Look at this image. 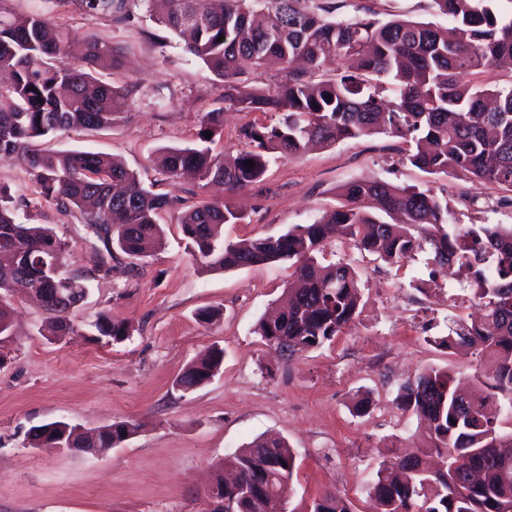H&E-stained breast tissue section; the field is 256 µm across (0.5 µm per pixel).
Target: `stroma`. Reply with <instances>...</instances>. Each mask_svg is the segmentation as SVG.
I'll return each mask as SVG.
<instances>
[{
  "label": "stroma",
  "mask_w": 512,
  "mask_h": 512,
  "mask_svg": "<svg viewBox=\"0 0 512 512\" xmlns=\"http://www.w3.org/2000/svg\"><path fill=\"white\" fill-rule=\"evenodd\" d=\"M0 5L16 15L43 14L81 39L99 37L123 57L121 68L98 77L125 89L126 113L109 128L35 139L32 149L112 155L155 191L244 209L247 220L225 225L226 239L277 236L313 223L338 205L339 186L366 178L447 189L451 232L512 225L502 189L426 174L403 161L402 140L384 134L271 161L262 181L233 193L192 179L167 181L155 165L158 153L196 142L203 113L222 108L223 79L186 54L181 42L159 41L146 0H131L119 22L86 12L76 0ZM367 10L382 19H439L433 0H347L340 13ZM277 118L225 110L213 153H236L243 146L241 126ZM0 185L26 199L21 221L52 227L68 245L67 268L89 276L88 296L71 315L74 333L56 341L40 335L39 307L21 293L12 299L11 352L0 366V512H207L217 464L267 434L283 437L295 454L287 512H311L329 493L345 498L352 512H372L366 484L380 462L392 450L428 442L416 417L396 407L400 386L431 367L477 378L474 355L434 343L452 322L467 319L471 291L448 270L433 273L429 252L390 266L361 256L349 240L330 241L318 258L326 265L355 262L360 315L331 342L288 360L255 329L279 304L291 280L289 263L201 271L186 250L175 207L160 215L166 232L160 251L134 267L115 253L114 270L105 274L98 270L102 243L77 215L60 213L38 194L21 160L0 158ZM417 278L433 279L435 292L417 291ZM205 308L218 309V316L199 320ZM102 314L128 324L129 338L97 339L94 323ZM214 345L224 350L218 373L193 391L178 390L177 376ZM366 396L372 406L357 415L354 405ZM56 421L85 431L128 421L137 432L98 457L31 447V429Z\"/></svg>",
  "instance_id": "1"
}]
</instances>
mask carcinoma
Here are the masks:
<instances>
[{"mask_svg":"<svg viewBox=\"0 0 512 512\" xmlns=\"http://www.w3.org/2000/svg\"><path fill=\"white\" fill-rule=\"evenodd\" d=\"M88 12L120 16L128 0H75ZM496 0H433L448 23L402 18L381 20L372 12L341 17L344 0H165L156 23L184 38L187 53L224 79L227 109L277 112L274 125L249 123L238 131L245 147L221 159L205 132L222 130L223 113L202 116L199 142L163 149L157 165L175 181L189 173L201 185L227 191L261 180L271 158L300 154L311 143L334 145L375 133L405 140L404 159L421 171L465 178L512 191V80L485 86L473 76L503 62L512 64V13ZM223 41H218V36ZM73 33L47 18L0 11V69L11 82L0 85V154L27 166L39 194L81 223L104 245L141 261L164 244L159 213L174 204L166 193L145 187L122 160L77 149L33 152L35 138L72 129L112 126L125 112L123 90L95 77L116 68L112 45L85 40L81 64L65 61ZM328 62L344 66L333 78ZM273 71L264 88H247L244 77ZM254 163L247 169L245 162ZM341 202L311 224L277 237L224 240V225L244 216L227 203L202 202L180 219L193 260L209 270L247 269L288 261L293 267L285 305L276 319H262L256 333L265 343L288 337V356L332 340L358 317L359 275L343 260L316 258L336 236L388 265L430 250L432 262L456 266L476 285L482 314L459 322L440 345L463 346L483 365L493 394L472 400L446 369L430 368L399 389L396 405L429 427L426 451L397 453L383 460L367 484L373 512H512V431L498 423L508 397L512 414V225L485 224L450 233L448 195L398 187L367 178L339 189ZM16 196L0 186V333L12 335L8 296L24 281L31 288L58 290L42 306L45 330L65 336L70 314L83 301L88 276L56 272L65 265L66 243L48 226L18 218ZM99 335L114 341L129 326L100 317ZM224 350L213 346L178 376L184 392L203 385L220 368ZM128 421L81 435L62 422L44 425L30 443L60 442L68 448H109L122 441ZM246 492L245 512H286L295 455L281 437H262L236 456ZM312 512H351L328 494Z\"/></svg>","mask_w":512,"mask_h":512,"instance_id":"1","label":"carcinoma"}]
</instances>
